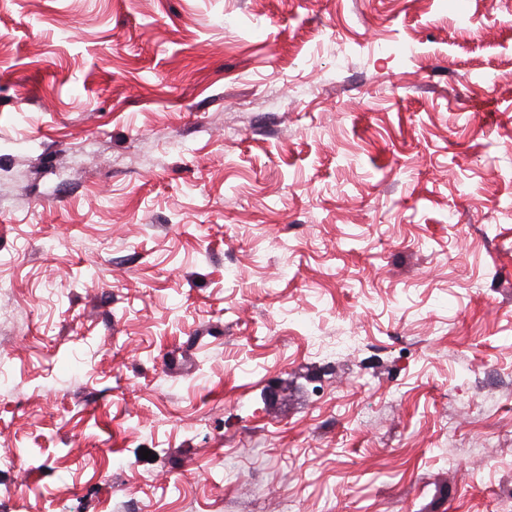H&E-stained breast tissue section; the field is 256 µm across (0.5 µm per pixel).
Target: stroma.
Here are the masks:
<instances>
[{"instance_id":"35a3bbf8","label":"stroma","mask_w":512,"mask_h":512,"mask_svg":"<svg viewBox=\"0 0 512 512\" xmlns=\"http://www.w3.org/2000/svg\"><path fill=\"white\" fill-rule=\"evenodd\" d=\"M0 512H512V0H0Z\"/></svg>"}]
</instances>
